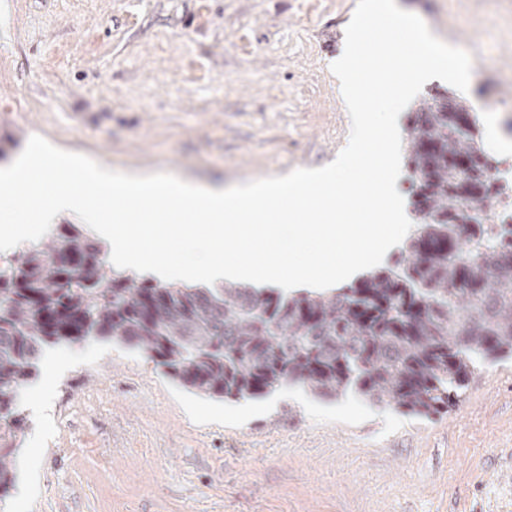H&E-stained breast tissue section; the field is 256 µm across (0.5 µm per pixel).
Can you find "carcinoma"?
Returning <instances> with one entry per match:
<instances>
[{"instance_id":"obj_1","label":"carcinoma","mask_w":512,"mask_h":512,"mask_svg":"<svg viewBox=\"0 0 512 512\" xmlns=\"http://www.w3.org/2000/svg\"><path fill=\"white\" fill-rule=\"evenodd\" d=\"M407 158L419 223L404 258L347 288L153 283L114 271L74 227L0 268V495L15 477L16 402L47 344L134 347L215 400L298 385L411 417L448 412L477 359L512 356V223H500L512 183L491 178L479 119L448 89L412 113Z\"/></svg>"}]
</instances>
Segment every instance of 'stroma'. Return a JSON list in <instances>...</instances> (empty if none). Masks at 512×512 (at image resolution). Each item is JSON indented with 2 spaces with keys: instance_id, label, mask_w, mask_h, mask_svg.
<instances>
[{
  "instance_id": "35a3bbf8",
  "label": "stroma",
  "mask_w": 512,
  "mask_h": 512,
  "mask_svg": "<svg viewBox=\"0 0 512 512\" xmlns=\"http://www.w3.org/2000/svg\"><path fill=\"white\" fill-rule=\"evenodd\" d=\"M494 65L465 99L512 169V24L398 0ZM0 168L30 136L117 170L231 183L319 168L350 118L331 64L357 0H0ZM0 512H512V358L429 419L290 386L224 403L106 340L45 348Z\"/></svg>"
}]
</instances>
